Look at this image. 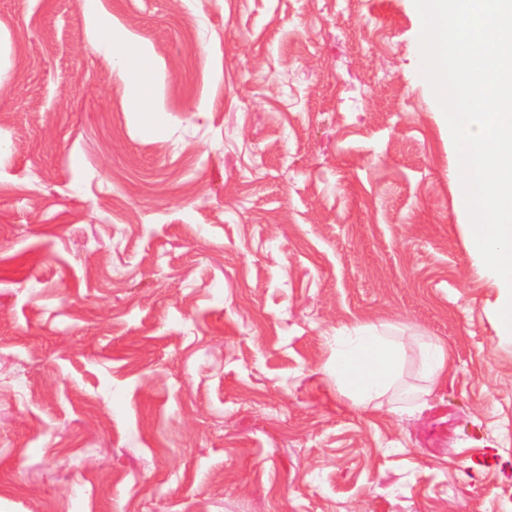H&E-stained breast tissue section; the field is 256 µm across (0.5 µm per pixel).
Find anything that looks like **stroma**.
<instances>
[{
    "label": "stroma",
    "instance_id": "1",
    "mask_svg": "<svg viewBox=\"0 0 512 512\" xmlns=\"http://www.w3.org/2000/svg\"><path fill=\"white\" fill-rule=\"evenodd\" d=\"M421 27L0 0V512H512V349ZM357 320L446 343L425 406L320 381Z\"/></svg>",
    "mask_w": 512,
    "mask_h": 512
}]
</instances>
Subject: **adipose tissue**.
Wrapping results in <instances>:
<instances>
[{
    "label": "adipose tissue",
    "mask_w": 512,
    "mask_h": 512,
    "mask_svg": "<svg viewBox=\"0 0 512 512\" xmlns=\"http://www.w3.org/2000/svg\"><path fill=\"white\" fill-rule=\"evenodd\" d=\"M396 324L357 321L338 329L329 341L330 355L319 370L321 381L334 388L358 411L379 408L389 393L404 390L416 405L448 378L449 354L444 342L416 334L403 338ZM416 384L404 386L406 369Z\"/></svg>",
    "instance_id": "ef3b65f1"
}]
</instances>
